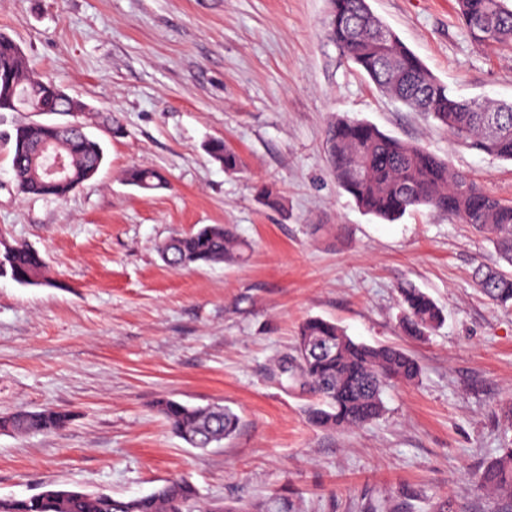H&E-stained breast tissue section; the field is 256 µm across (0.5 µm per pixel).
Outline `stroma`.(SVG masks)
<instances>
[{"label":"stroma","instance_id":"1","mask_svg":"<svg viewBox=\"0 0 512 512\" xmlns=\"http://www.w3.org/2000/svg\"><path fill=\"white\" fill-rule=\"evenodd\" d=\"M441 82L512 102V52L477 46L455 0H369ZM327 0H0V33L69 96L112 113L97 174L63 200L25 197L0 139V249L24 244L43 281L0 277V416L52 408L65 429L0 432V498L73 487L141 497L183 477L203 502L287 493L292 512H496L473 482L512 409V309L472 273L500 266L469 225L421 207L387 222L340 189L323 150L335 117L419 144L512 200V161L455 140L384 96L328 40ZM240 155L225 172L205 151ZM133 168L165 188L129 185ZM274 185L281 204L257 188ZM231 225L245 261L175 271L156 247ZM444 320L422 341L400 328L401 286ZM321 317L369 344H396L421 377L385 412L339 433L312 427L310 393L279 365ZM232 408V439L199 449L155 404ZM207 153L224 167L228 173L237 172L241 167V159L238 153L224 141L215 140L207 144Z\"/></svg>","mask_w":512,"mask_h":512}]
</instances>
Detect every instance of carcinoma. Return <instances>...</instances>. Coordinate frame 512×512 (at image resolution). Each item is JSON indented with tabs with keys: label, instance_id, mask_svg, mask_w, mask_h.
I'll use <instances>...</instances> for the list:
<instances>
[{
	"label": "carcinoma",
	"instance_id": "cac0c4a2",
	"mask_svg": "<svg viewBox=\"0 0 512 512\" xmlns=\"http://www.w3.org/2000/svg\"><path fill=\"white\" fill-rule=\"evenodd\" d=\"M509 0H457L458 16L477 45L512 48V5ZM386 28L371 11L368 0H329L326 34L342 56L367 74L376 87L415 112L436 120L448 133L473 149L512 161V103L466 99L437 80L422 60L394 32L382 43L377 34ZM57 84L27 66L17 44L0 34V112L44 109L87 117L109 131L120 133L112 114L96 112L55 91ZM10 146L13 180L25 196L64 199L91 179L104 161L99 139L73 130L62 134L55 124H20L0 135ZM329 166L337 185L364 213L393 222L420 206L444 213L488 235L500 258L512 266V202L489 193L448 161L421 146L390 137L376 126L339 117L325 129ZM67 160L68 177L48 174L55 152ZM207 153L234 173L241 167L238 153L221 140L207 144ZM126 180L143 190L164 187L154 170L131 169ZM163 261L174 270L218 265L245 259V245L229 227L206 224L177 234L158 246ZM44 263L26 246L0 252V277L25 272L23 283L42 276ZM475 279L492 302L512 307V275L478 266ZM401 326L407 336L420 338L441 323V311L425 292L408 285L400 291ZM288 378L317 395L307 410L308 420L341 432L356 429L385 412L383 393L395 382L418 381L421 367L395 345L356 341L338 324L319 317L299 328ZM156 410L171 430L187 443L206 448L234 436L239 416L230 408L194 407L167 399ZM69 413L54 409L17 410L0 417V430L23 435L57 432L71 422ZM478 484L500 501L502 512H512V440L479 475ZM0 512H213L199 503L188 480L167 481L156 493L136 498L93 496L73 488L63 496L37 501L0 498ZM222 512H291L288 496L268 497L254 509L247 504L224 505Z\"/></svg>",
	"mask_w": 512,
	"mask_h": 512
}]
</instances>
